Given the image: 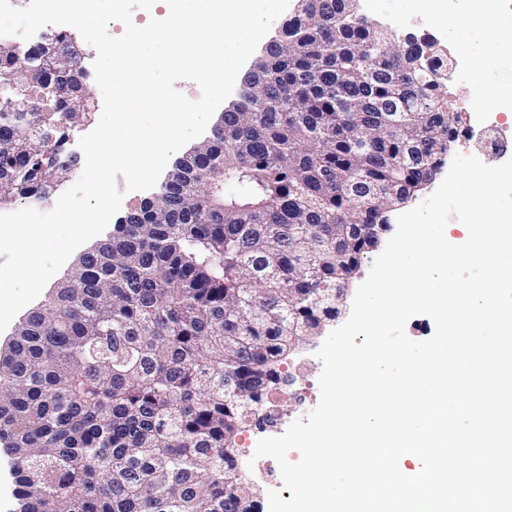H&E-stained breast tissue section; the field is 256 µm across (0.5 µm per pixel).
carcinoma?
Returning <instances> with one entry per match:
<instances>
[{
	"label": "carcinoma",
	"mask_w": 512,
	"mask_h": 512,
	"mask_svg": "<svg viewBox=\"0 0 512 512\" xmlns=\"http://www.w3.org/2000/svg\"><path fill=\"white\" fill-rule=\"evenodd\" d=\"M360 0H298L237 99L153 204L77 260L0 351V444L20 512H262L235 438L282 365L340 315L388 212L445 166L461 112L448 50L394 37ZM67 59L16 112L0 83V192L65 171L38 137L87 115ZM28 52L0 54L21 82ZM262 81L252 80L253 69Z\"/></svg>",
	"instance_id": "obj_1"
}]
</instances>
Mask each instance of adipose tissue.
I'll use <instances>...</instances> for the list:
<instances>
[{"label": "adipose tissue", "instance_id": "ef3b65f1", "mask_svg": "<svg viewBox=\"0 0 512 512\" xmlns=\"http://www.w3.org/2000/svg\"><path fill=\"white\" fill-rule=\"evenodd\" d=\"M500 0H408L410 9L427 14L468 61L474 82L484 85L490 103L512 112V84L492 78L495 64L512 58V16Z\"/></svg>", "mask_w": 512, "mask_h": 512}]
</instances>
